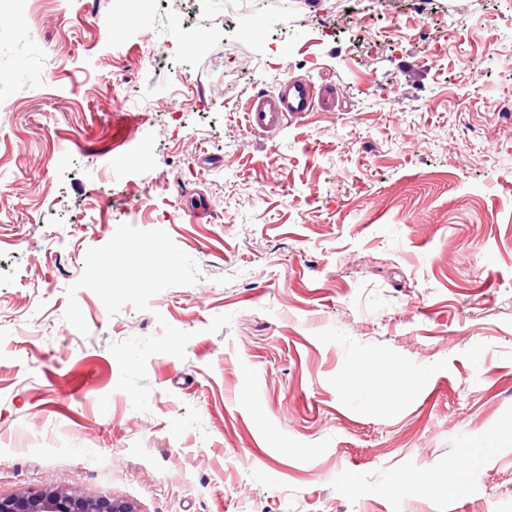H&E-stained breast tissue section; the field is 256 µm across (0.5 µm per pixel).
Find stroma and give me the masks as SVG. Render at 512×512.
Listing matches in <instances>:
<instances>
[{
	"label": "stroma",
	"instance_id": "1",
	"mask_svg": "<svg viewBox=\"0 0 512 512\" xmlns=\"http://www.w3.org/2000/svg\"><path fill=\"white\" fill-rule=\"evenodd\" d=\"M225 3L0 0V498L512 512V0ZM335 109V87L325 85L317 91L305 79L287 77L274 91L254 95L245 114L252 131L274 133L288 121H301L314 110L332 112Z\"/></svg>",
	"mask_w": 512,
	"mask_h": 512
}]
</instances>
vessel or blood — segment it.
Masks as SVG:
<instances>
[{
  "instance_id": "vessel-or-blood-1",
  "label": "vessel or blood",
  "mask_w": 512,
  "mask_h": 512,
  "mask_svg": "<svg viewBox=\"0 0 512 512\" xmlns=\"http://www.w3.org/2000/svg\"><path fill=\"white\" fill-rule=\"evenodd\" d=\"M336 109V89L325 85L314 88L302 78H286L270 92L254 95L246 109L249 128L255 132L274 133L289 121H300L313 111Z\"/></svg>"
}]
</instances>
